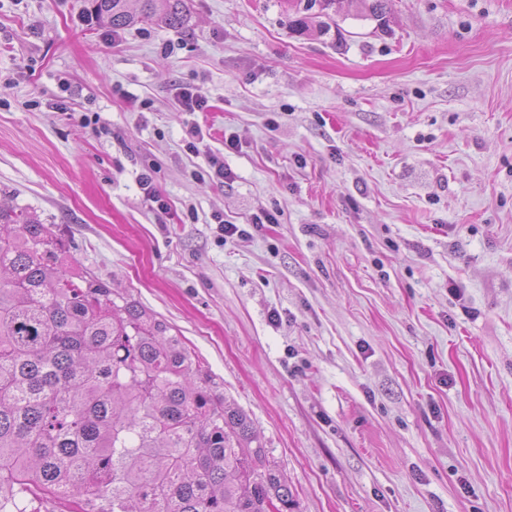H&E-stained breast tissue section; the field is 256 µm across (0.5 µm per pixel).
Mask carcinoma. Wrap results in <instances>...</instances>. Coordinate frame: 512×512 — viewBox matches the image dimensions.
I'll list each match as a JSON object with an SVG mask.
<instances>
[{
  "label": "carcinoma",
  "mask_w": 512,
  "mask_h": 512,
  "mask_svg": "<svg viewBox=\"0 0 512 512\" xmlns=\"http://www.w3.org/2000/svg\"><path fill=\"white\" fill-rule=\"evenodd\" d=\"M114 29L182 24L185 0H92ZM340 0L320 6L326 35ZM52 224L0 208V512H291L249 416L171 327L60 268Z\"/></svg>",
  "instance_id": "carcinoma-1"
}]
</instances>
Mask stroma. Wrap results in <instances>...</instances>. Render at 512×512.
Wrapping results in <instances>:
<instances>
[{"instance_id":"1","label":"stroma","mask_w":512,"mask_h":512,"mask_svg":"<svg viewBox=\"0 0 512 512\" xmlns=\"http://www.w3.org/2000/svg\"><path fill=\"white\" fill-rule=\"evenodd\" d=\"M186 4L0 0V206L183 337L293 512H512V0H344L326 36ZM141 8L129 10L128 0H92L94 11L109 19L113 29H124L138 23L160 21L167 26L181 25L185 12V0H137Z\"/></svg>"}]
</instances>
